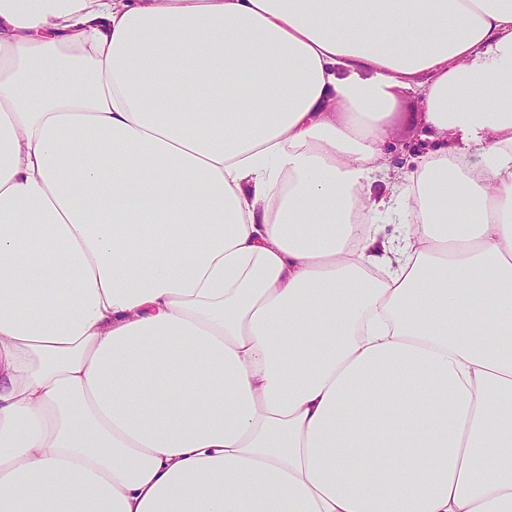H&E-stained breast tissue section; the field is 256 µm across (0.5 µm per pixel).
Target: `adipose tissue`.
I'll list each match as a JSON object with an SVG mask.
<instances>
[{
  "label": "adipose tissue",
  "instance_id": "adipose-tissue-1",
  "mask_svg": "<svg viewBox=\"0 0 512 512\" xmlns=\"http://www.w3.org/2000/svg\"><path fill=\"white\" fill-rule=\"evenodd\" d=\"M0 512H512V0H0ZM393 116V135L387 147V162L398 173L409 168L412 158L434 147L424 138L423 107L417 96L399 93Z\"/></svg>",
  "mask_w": 512,
  "mask_h": 512
}]
</instances>
